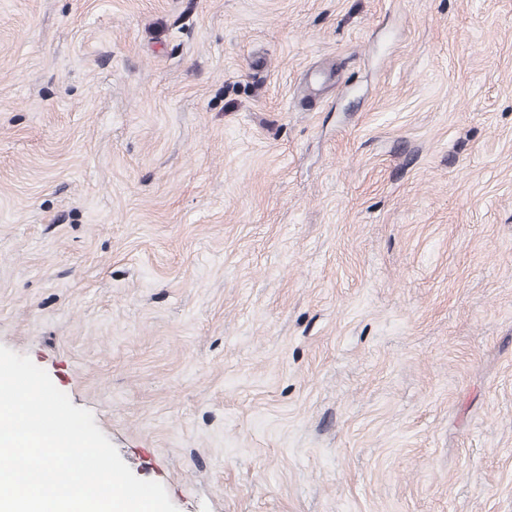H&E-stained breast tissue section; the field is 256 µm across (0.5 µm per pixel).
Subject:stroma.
<instances>
[{
  "mask_svg": "<svg viewBox=\"0 0 512 512\" xmlns=\"http://www.w3.org/2000/svg\"><path fill=\"white\" fill-rule=\"evenodd\" d=\"M0 345L178 512H512V0H0Z\"/></svg>",
  "mask_w": 512,
  "mask_h": 512,
  "instance_id": "stroma-1",
  "label": "stroma"
}]
</instances>
